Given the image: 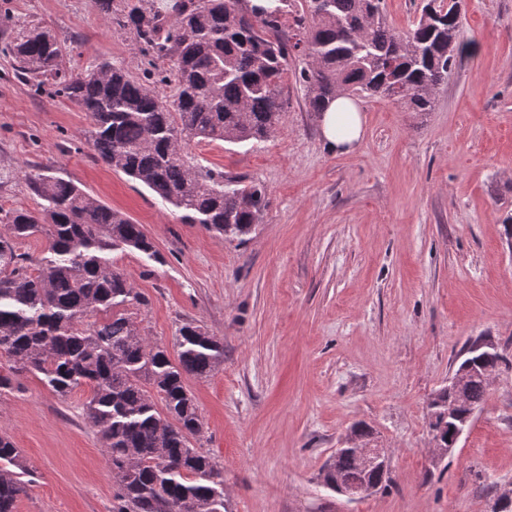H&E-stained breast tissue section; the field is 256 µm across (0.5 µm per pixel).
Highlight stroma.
I'll return each mask as SVG.
<instances>
[{"label":"stroma","mask_w":512,"mask_h":512,"mask_svg":"<svg viewBox=\"0 0 512 512\" xmlns=\"http://www.w3.org/2000/svg\"><path fill=\"white\" fill-rule=\"evenodd\" d=\"M49 30L69 73L108 60L171 88L168 61L138 47L98 0H0V209L38 212L26 172L51 167L142 225L157 250L111 253L148 303L143 336L179 352L191 323L224 359L188 389L203 432L195 445L224 472L228 512H489L512 487V0H464L474 50L433 111L356 96L364 136L326 148L288 60V107L259 142L191 143L198 162L264 187L251 232L199 224L99 161L89 113L51 84L17 78L9 43ZM509 362L440 463L429 454L428 404L475 342ZM39 375L0 393V433L30 471L16 512H112V471L84 403ZM386 448V491L351 501L322 471L357 424Z\"/></svg>","instance_id":"stroma-1"}]
</instances>
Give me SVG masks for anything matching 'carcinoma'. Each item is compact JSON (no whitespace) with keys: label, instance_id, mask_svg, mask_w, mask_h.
<instances>
[{"label":"carcinoma","instance_id":"carcinoma-1","mask_svg":"<svg viewBox=\"0 0 512 512\" xmlns=\"http://www.w3.org/2000/svg\"><path fill=\"white\" fill-rule=\"evenodd\" d=\"M136 42L172 63V99L101 62L76 76L61 75V47L34 25L11 46L15 71L39 83L59 79L60 91L91 116L90 145L115 171L150 189L201 224L226 237L248 234L266 206L257 184L226 185L224 173L190 155L194 141H263L287 102L281 85L288 57L304 55L299 81L317 114L346 90L393 98L411 112H431L437 92L470 54L458 3L424 0L405 31L389 25L384 0H305L285 30L291 0H99ZM42 200L40 213L0 209V353L15 366L0 373V391L24 370L44 376L60 395L87 386V418L97 428L114 478L112 512H224V476L207 453L192 446L202 422L187 389L224 358V344L202 328L179 329L180 351H167L141 334L120 305L146 299L117 270L116 247L157 255L143 230L70 179L43 167L27 176ZM43 232L51 257L34 262L21 239ZM98 313L101 321L85 326ZM488 385L465 384L472 406ZM27 467L11 439L0 434V512H16L27 493ZM346 481L362 478L387 487V475L367 471L351 452L335 463Z\"/></svg>","mask_w":512,"mask_h":512}]
</instances>
